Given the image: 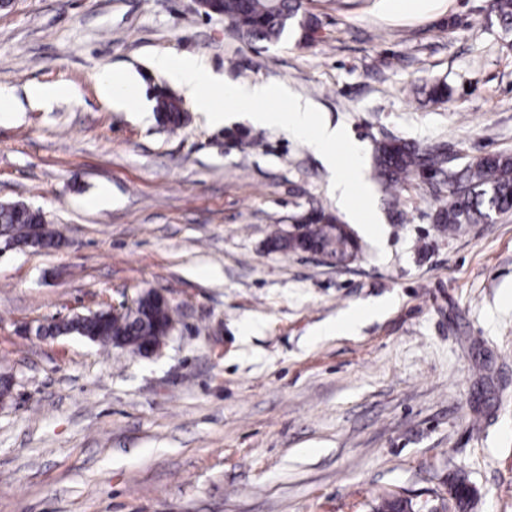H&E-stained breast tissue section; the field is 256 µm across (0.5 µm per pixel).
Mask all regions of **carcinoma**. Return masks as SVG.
<instances>
[{"label":"carcinoma","instance_id":"carcinoma-1","mask_svg":"<svg viewBox=\"0 0 512 512\" xmlns=\"http://www.w3.org/2000/svg\"><path fill=\"white\" fill-rule=\"evenodd\" d=\"M205 3V14L224 16L248 42L278 41L296 9L295 0H205ZM491 11L504 31H512V0H492ZM155 112L159 122L170 130L181 127L184 113L178 98L158 93ZM374 177L386 189L409 179L436 183V196L448 192V201L436 210L437 224H479L493 212L512 211L511 154H488L464 166H454L434 150L390 140L375 148ZM295 223L301 225L299 240H288L278 229L271 237L274 248L298 252L318 247L332 259H345L347 245L336 232L337 217L313 209L297 217ZM0 237L21 246L40 242L47 249L57 247L62 241L61 233L48 227L41 209L20 202L0 204ZM176 312L177 308L169 301L153 304L140 296L119 319H113L108 311L102 312L77 321L75 328L77 334L90 336L105 348L140 354L147 344L161 345L162 328H176ZM419 509L410 500L391 498L382 500L376 512H419Z\"/></svg>","mask_w":512,"mask_h":512}]
</instances>
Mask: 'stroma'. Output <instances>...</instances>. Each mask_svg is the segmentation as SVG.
<instances>
[{
  "mask_svg": "<svg viewBox=\"0 0 512 512\" xmlns=\"http://www.w3.org/2000/svg\"><path fill=\"white\" fill-rule=\"evenodd\" d=\"M491 0H303L304 42L252 46L195 0H14L0 11V203L42 209L60 249L0 253V512H372L450 476L466 512H512V212L452 230L420 181L369 187L375 246L336 263L273 250L292 216L342 210L289 132L192 107L151 53L279 83L366 155L403 140L457 165L512 154V32ZM139 89L122 108L103 72ZM33 83L70 96L32 104ZM448 88L433 101V84ZM156 290L180 312L149 357L48 336ZM370 306L355 327L341 316ZM154 98L159 122L172 131L180 128L184 117L181 101L164 92L158 93Z\"/></svg>",
  "mask_w": 512,
  "mask_h": 512,
  "instance_id": "obj_1",
  "label": "stroma"
}]
</instances>
